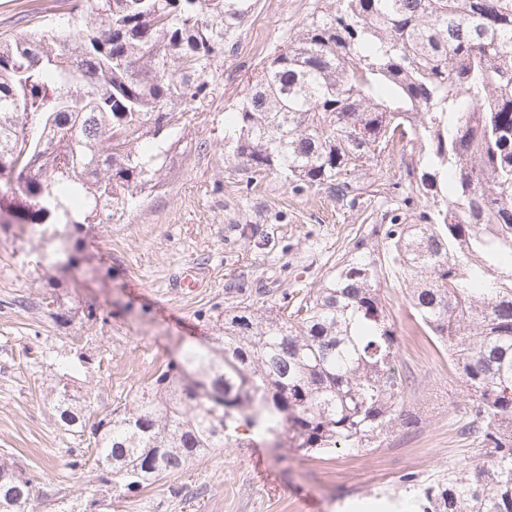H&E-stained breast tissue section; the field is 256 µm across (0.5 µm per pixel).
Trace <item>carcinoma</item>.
<instances>
[{
  "label": "carcinoma",
  "instance_id": "carcinoma-1",
  "mask_svg": "<svg viewBox=\"0 0 512 512\" xmlns=\"http://www.w3.org/2000/svg\"><path fill=\"white\" fill-rule=\"evenodd\" d=\"M255 0H26L0 36V223L36 224L47 272L80 234L160 184L180 126L205 111ZM234 161L338 201L386 151L406 165L410 223L393 215L292 306H236L218 345L187 343L144 389L93 415L82 352L52 363L55 424L88 441L111 499L218 448L271 441L305 454L371 447L411 425L396 331L380 292L407 290L423 335L450 356L478 462L422 482L418 512H512V0H324L239 102ZM0 512H36L34 480L0 458Z\"/></svg>",
  "mask_w": 512,
  "mask_h": 512
}]
</instances>
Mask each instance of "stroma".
<instances>
[{"instance_id": "35a3bbf8", "label": "stroma", "mask_w": 512, "mask_h": 512, "mask_svg": "<svg viewBox=\"0 0 512 512\" xmlns=\"http://www.w3.org/2000/svg\"><path fill=\"white\" fill-rule=\"evenodd\" d=\"M315 0H257L224 81L183 142L161 189L139 198L86 247L91 263L49 281L38 266V234L28 224L0 230V456L36 478V494L72 500L89 485L84 447L55 426L44 391L54 371L43 352L80 345L102 364L83 384L105 412L177 358L182 344L219 334L225 310L240 304L296 301L319 287L354 243L368 237L406 192L405 157L389 152L357 174L355 206L326 191L296 190L277 176L250 178L230 156L225 112L245 95L254 74L287 35L298 32ZM201 275L203 288L175 295L170 280ZM396 330L398 368L409 380L406 403L417 419L395 425L380 445L304 456L221 448L168 478L113 504L111 512H410L405 474L432 479L474 458L464 429L470 402L447 355L415 331L399 284L381 282ZM58 297L70 323L41 305ZM95 319H87V312Z\"/></svg>"}]
</instances>
